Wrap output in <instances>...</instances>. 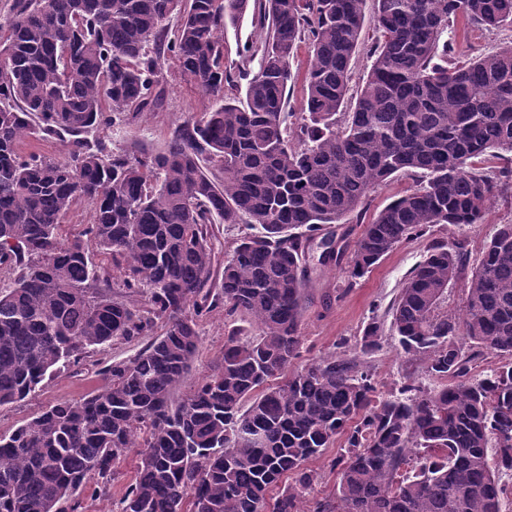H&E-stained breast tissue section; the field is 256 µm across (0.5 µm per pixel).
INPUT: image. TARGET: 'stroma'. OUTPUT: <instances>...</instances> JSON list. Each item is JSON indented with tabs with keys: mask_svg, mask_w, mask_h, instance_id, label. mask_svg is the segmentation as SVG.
Returning <instances> with one entry per match:
<instances>
[{
	"mask_svg": "<svg viewBox=\"0 0 512 512\" xmlns=\"http://www.w3.org/2000/svg\"><path fill=\"white\" fill-rule=\"evenodd\" d=\"M452 41L455 56L462 61L481 52L495 51L512 41V29L506 27L496 35L484 36L467 28L460 20L454 26ZM157 79L165 91L166 103L162 109L144 113L132 124L101 130V138L111 142L113 151L120 152L134 145L149 151L162 149L178 122L188 116L201 115L211 108L209 97L179 81L174 61L162 63ZM510 222L512 192L495 198L484 223L434 227L429 235L399 245L358 280L350 278L345 266L319 265L321 250L318 245H311L306 257L310 286L301 325L303 344L297 366L336 354L355 364L370 367L378 390L384 394L395 390L397 382L405 374L422 377L421 367L407 361L393 335H385L381 349L367 356L355 350L357 337L370 318H378L383 325H390L391 307L410 272L422 260L431 239H467L468 264L473 267L481 259L483 248L498 225ZM229 323V318L220 308L202 320L201 342L190 371L191 379H199L217 368L224 351V331ZM145 344L142 337L117 340L90 352L78 367L46 379L34 396L0 408V432H10L58 401L78 399L100 390L104 385L102 369L133 357ZM137 465L138 456L133 452L118 460L115 468L119 479L106 496L96 495L97 482L89 480L81 493L87 505L86 512H108L111 497L121 494L125 485L134 478Z\"/></svg>",
	"mask_w": 512,
	"mask_h": 512,
	"instance_id": "1",
	"label": "stroma"
}]
</instances>
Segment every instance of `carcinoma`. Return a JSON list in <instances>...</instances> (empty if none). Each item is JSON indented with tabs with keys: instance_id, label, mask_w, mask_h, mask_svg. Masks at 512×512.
I'll return each instance as SVG.
<instances>
[{
	"instance_id": "obj_1",
	"label": "carcinoma",
	"mask_w": 512,
	"mask_h": 512,
	"mask_svg": "<svg viewBox=\"0 0 512 512\" xmlns=\"http://www.w3.org/2000/svg\"><path fill=\"white\" fill-rule=\"evenodd\" d=\"M374 4L368 22L366 0H12L0 24V406L116 339L152 340L104 368L100 392L0 434V512H82L87 479L107 493L135 448L113 512H502L512 223L486 243L462 313L441 304L467 265L464 239L432 240L400 289L392 328L435 387L406 375L379 397L369 371L336 355L291 369L317 235L336 245L321 264L344 261L357 279L435 226L482 223L512 191V45L457 61L448 38L459 19L488 35L512 26V0ZM250 9L264 37L230 61L224 28ZM369 23L372 64L346 110ZM302 43L305 111L291 112ZM168 59L215 108L155 153L90 139L163 107ZM25 137H58L67 158L23 154ZM395 176L415 185L353 247L339 243L327 227L363 215ZM77 202L92 220L65 241ZM218 224L247 229L223 261ZM220 305L255 332L228 328L221 366L182 395L199 323ZM383 339L374 319L356 348ZM483 352L499 365L474 374ZM340 436L336 489L308 507L321 475L304 464Z\"/></svg>"
}]
</instances>
